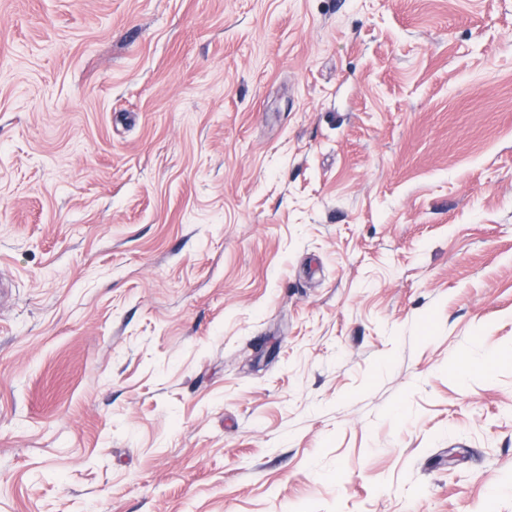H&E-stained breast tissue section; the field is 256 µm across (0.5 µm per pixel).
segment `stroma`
Instances as JSON below:
<instances>
[{
    "mask_svg": "<svg viewBox=\"0 0 512 512\" xmlns=\"http://www.w3.org/2000/svg\"><path fill=\"white\" fill-rule=\"evenodd\" d=\"M0 284V512H512V0H0Z\"/></svg>",
    "mask_w": 512,
    "mask_h": 512,
    "instance_id": "1",
    "label": "stroma"
}]
</instances>
